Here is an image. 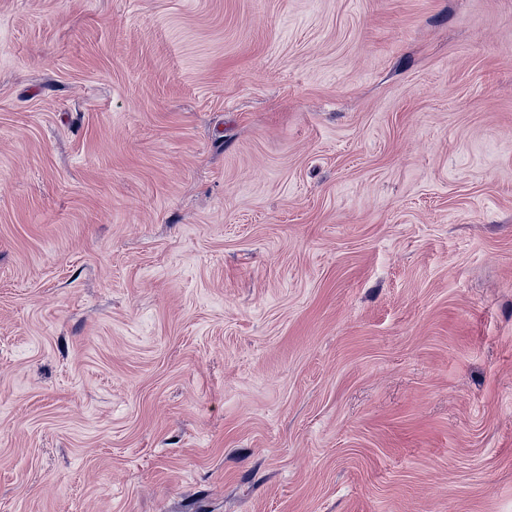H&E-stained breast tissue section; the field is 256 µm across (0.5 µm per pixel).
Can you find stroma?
Here are the masks:
<instances>
[{"label": "stroma", "mask_w": 512, "mask_h": 512, "mask_svg": "<svg viewBox=\"0 0 512 512\" xmlns=\"http://www.w3.org/2000/svg\"><path fill=\"white\" fill-rule=\"evenodd\" d=\"M0 512H512V0H0Z\"/></svg>", "instance_id": "obj_1"}]
</instances>
